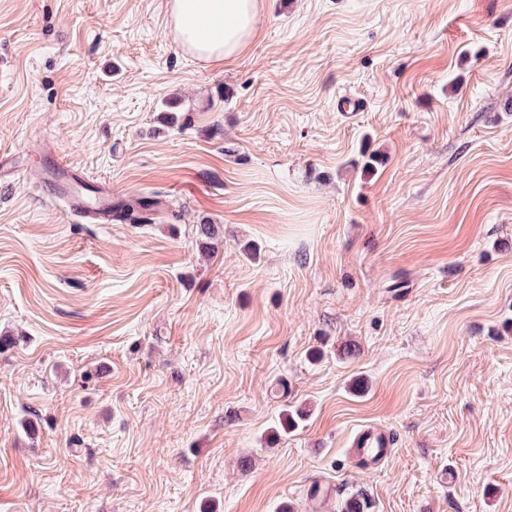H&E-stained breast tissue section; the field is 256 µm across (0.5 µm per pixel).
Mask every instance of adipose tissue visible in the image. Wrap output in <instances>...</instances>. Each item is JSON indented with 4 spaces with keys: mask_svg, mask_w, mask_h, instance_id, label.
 Returning <instances> with one entry per match:
<instances>
[{
    "mask_svg": "<svg viewBox=\"0 0 512 512\" xmlns=\"http://www.w3.org/2000/svg\"><path fill=\"white\" fill-rule=\"evenodd\" d=\"M260 13L261 0H171L170 33L197 57L230 61L255 36Z\"/></svg>",
    "mask_w": 512,
    "mask_h": 512,
    "instance_id": "obj_1",
    "label": "adipose tissue"
}]
</instances>
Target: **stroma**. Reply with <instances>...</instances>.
<instances>
[{
    "mask_svg": "<svg viewBox=\"0 0 512 512\" xmlns=\"http://www.w3.org/2000/svg\"><path fill=\"white\" fill-rule=\"evenodd\" d=\"M168 3L0 0V512H512V0H262L226 64ZM45 167L49 171L50 190L61 199L68 200L70 206L75 210L85 214L105 215V212L111 207L112 198L110 193L107 192L101 193L94 200L82 198L78 192L82 179L69 166L56 158L46 159ZM163 202L154 197L149 200L135 198L133 202L117 201L112 209V220L119 222L133 221L132 224H146L153 220L150 215L164 210ZM357 458L367 469H374L385 461L395 448L393 437L373 426L363 428L352 442Z\"/></svg>",
    "mask_w": 512,
    "mask_h": 512,
    "instance_id": "obj_1",
    "label": "stroma"
}]
</instances>
